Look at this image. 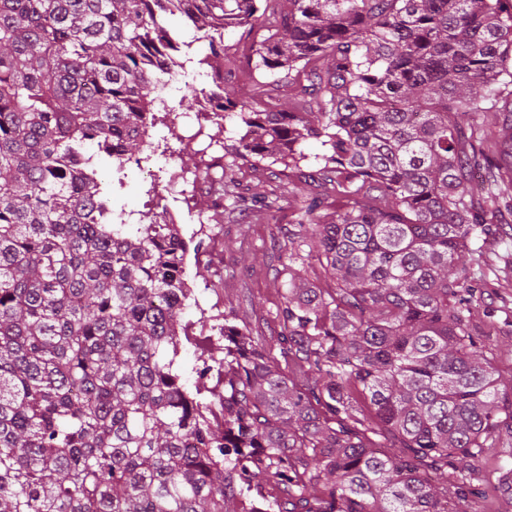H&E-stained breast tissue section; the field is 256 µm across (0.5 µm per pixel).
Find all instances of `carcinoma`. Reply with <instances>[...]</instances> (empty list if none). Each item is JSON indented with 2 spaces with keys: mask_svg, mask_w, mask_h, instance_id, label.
Returning a JSON list of instances; mask_svg holds the SVG:
<instances>
[{
  "mask_svg": "<svg viewBox=\"0 0 512 512\" xmlns=\"http://www.w3.org/2000/svg\"><path fill=\"white\" fill-rule=\"evenodd\" d=\"M230 27L264 80L221 90L246 126L224 209L286 205L297 230L280 333L224 316L190 391L182 341L208 318L182 322L187 243L126 221L99 171L123 184L182 48L237 61ZM511 85L503 0H0V512H465L512 437L463 272L488 212L512 215ZM265 160L288 180L257 192L242 168Z\"/></svg>",
  "mask_w": 512,
  "mask_h": 512,
  "instance_id": "1",
  "label": "carcinoma"
}]
</instances>
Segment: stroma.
I'll return each mask as SVG.
<instances>
[{"label":"stroma","instance_id":"obj_1","mask_svg":"<svg viewBox=\"0 0 512 512\" xmlns=\"http://www.w3.org/2000/svg\"><path fill=\"white\" fill-rule=\"evenodd\" d=\"M152 139L161 144V151L143 164L128 163L125 184L117 191L119 204L136 214L151 209L147 195L150 187L164 188L172 172L193 168L192 161L183 158L182 144L169 137L164 125L153 129ZM222 198V181L214 174L201 180L196 207H186L179 199L168 201L181 214L182 235L190 247L187 277L194 303L187 307L184 317L197 321L202 311L216 304L221 312H232L236 325L253 335H275L278 323L273 314L281 301L276 256L288 245L292 214L283 212L278 223L266 224L248 211L220 213L212 225V236L198 240L199 208L217 206ZM478 245V253L464 262V273L477 300L473 322L498 373L512 383V312L505 310L500 289L485 277L492 268L503 276L512 274V223L491 225ZM497 467L493 456L477 464L476 495L469 512H512V499L503 500L497 491Z\"/></svg>","mask_w":512,"mask_h":512}]
</instances>
